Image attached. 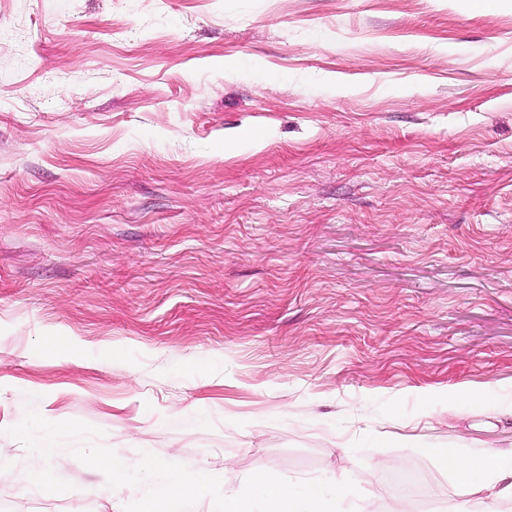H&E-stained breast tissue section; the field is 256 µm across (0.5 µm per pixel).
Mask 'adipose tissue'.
<instances>
[{
    "label": "adipose tissue",
    "mask_w": 512,
    "mask_h": 512,
    "mask_svg": "<svg viewBox=\"0 0 512 512\" xmlns=\"http://www.w3.org/2000/svg\"><path fill=\"white\" fill-rule=\"evenodd\" d=\"M432 454L470 493L480 495L483 512H492V504L499 500L512 499V451H488L461 459L450 449L437 447ZM163 468L166 480L144 500L142 512H170L173 501L193 498L206 487L201 474L182 467L176 460L164 462ZM256 492L261 495L264 512H329L318 487H306L297 499L267 477L251 478L242 491L225 490L224 512H253L252 495Z\"/></svg>",
    "instance_id": "ef3b65f1"
}]
</instances>
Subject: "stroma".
<instances>
[{"mask_svg":"<svg viewBox=\"0 0 512 512\" xmlns=\"http://www.w3.org/2000/svg\"><path fill=\"white\" fill-rule=\"evenodd\" d=\"M436 446L512 449V0H0V512H457ZM158 467L166 471V480L156 493L144 500L142 512H170L173 501L193 498L207 486L201 474L182 467L174 459L161 464L148 461L143 469L152 470ZM252 491L261 495L265 510L263 512H330L327 501L318 487L310 485L302 492V504L287 489L274 483L271 478L261 474V478L252 477L246 490L225 489V512H253Z\"/></svg>","mask_w":512,"mask_h":512,"instance_id":"35a3bbf8","label":"stroma"}]
</instances>
